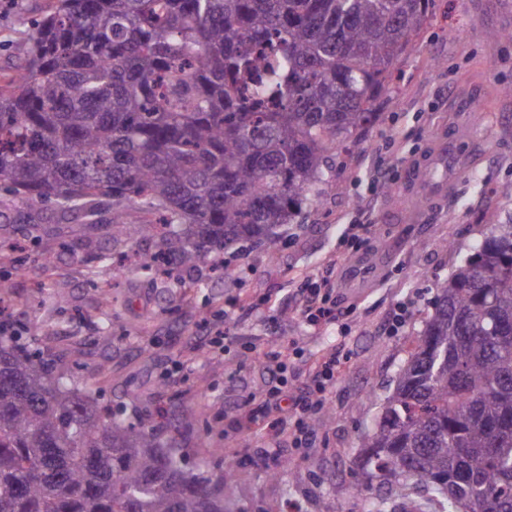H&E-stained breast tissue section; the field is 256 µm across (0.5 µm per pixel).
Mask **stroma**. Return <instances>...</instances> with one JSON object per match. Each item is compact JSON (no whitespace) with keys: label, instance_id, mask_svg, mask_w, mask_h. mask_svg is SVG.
Instances as JSON below:
<instances>
[{"label":"stroma","instance_id":"35a3bbf8","mask_svg":"<svg viewBox=\"0 0 512 512\" xmlns=\"http://www.w3.org/2000/svg\"><path fill=\"white\" fill-rule=\"evenodd\" d=\"M48 5L0 0V75L23 64L31 22ZM374 109L380 119L329 158L322 197L280 227L277 247L225 249L230 279L207 265L177 282L144 274L133 256L155 244L139 233L140 213L118 239L107 219L63 220L49 209L26 234V203L0 194V278L11 284L0 319L64 362L79 360L87 393L163 429L189 463L224 477L232 512H369L359 440L416 345L434 283L512 215V0H434ZM439 137L454 146L456 180L431 198L415 173ZM302 276L328 281L335 324L303 319L290 294ZM263 294L273 309H255ZM225 330L235 342L214 354L207 341ZM282 342L303 353L291 374L296 399L310 364L334 351L345 360L324 411L307 419L305 448L287 432L266 438L267 417L245 404L269 390L260 358ZM188 414L194 427L181 424ZM280 460L299 474L270 478Z\"/></svg>","mask_w":512,"mask_h":512}]
</instances>
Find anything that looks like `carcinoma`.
I'll return each instance as SVG.
<instances>
[{"mask_svg": "<svg viewBox=\"0 0 512 512\" xmlns=\"http://www.w3.org/2000/svg\"><path fill=\"white\" fill-rule=\"evenodd\" d=\"M433 0H50L0 81V192L62 216L127 211L172 274L276 243L316 202L326 153L377 121ZM375 428L366 490L512 512V217L435 283ZM0 335V512H228L233 487L162 431L82 392L72 367Z\"/></svg>", "mask_w": 512, "mask_h": 512, "instance_id": "carcinoma-1", "label": "carcinoma"}]
</instances>
